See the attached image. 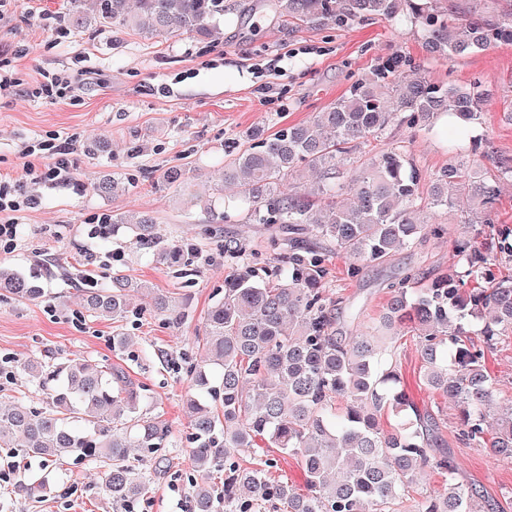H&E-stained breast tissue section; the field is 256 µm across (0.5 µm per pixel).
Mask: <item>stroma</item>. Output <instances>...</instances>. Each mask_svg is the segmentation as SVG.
Segmentation results:
<instances>
[{"instance_id":"35a3bbf8","label":"stroma","mask_w":512,"mask_h":512,"mask_svg":"<svg viewBox=\"0 0 512 512\" xmlns=\"http://www.w3.org/2000/svg\"><path fill=\"white\" fill-rule=\"evenodd\" d=\"M66 3L16 0L0 20L1 69L25 85L45 74L70 82L67 97L54 103L0 95V175L23 166L26 146L50 138L72 144L76 167L70 183L33 187L39 203L22 213L16 248L0 250L1 266L36 275L44 291L37 303L0 300V397L26 404L44 400L22 369L30 359L81 356L119 364L144 388L142 412L167 423L170 445L160 466L145 463L153 478L128 508L111 500L94 464L66 459L47 467L36 457H16L17 471L0 480V512H191L186 401L196 388L182 354L195 347L205 313L228 274L222 251L204 230L219 227L225 239L244 242L264 257L274 251L265 227L244 223L239 207L210 214L189 206L190 194L213 191L242 132H273L305 121L396 50L436 80L461 86L481 82L487 97L477 131L496 154L512 157V95L505 93L512 85V45L436 60L421 33L390 19L345 29L297 28L279 23L261 0H224V37L203 49L185 33L147 38L127 27L74 28L65 16ZM278 53L284 59L278 70H270L268 62ZM389 135L409 145L415 164L429 174L448 164L445 141L459 138L453 126L443 135L395 125ZM184 163L191 167L187 193L154 188L165 169ZM129 173L137 176V185L109 198L96 191L102 176ZM113 211L150 212L164 237L194 244L193 270L179 276L156 265L125 232L94 235L99 218ZM439 221L448 224V234L402 249L360 276H351L344 256L333 257L330 292L337 300L338 335L379 317L389 298L386 285L402 270L412 268L429 279L455 264L453 238L462 227L444 215ZM116 267L138 284L137 302L157 295L181 302L180 323L155 312L136 321H78L84 288L107 287ZM353 311L359 314L354 324ZM119 331L131 338L122 351L112 347ZM399 353L403 381L418 407L440 415L438 443L454 453L460 478L480 490L494 512H512V459L494 460L487 449L461 441L457 406L419 380L415 333L401 338ZM486 363L498 384V404L512 406V335L499 341ZM36 478L46 482L40 496L17 492L19 481Z\"/></svg>"}]
</instances>
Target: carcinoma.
<instances>
[{
	"label": "carcinoma",
	"instance_id": "1",
	"mask_svg": "<svg viewBox=\"0 0 512 512\" xmlns=\"http://www.w3.org/2000/svg\"><path fill=\"white\" fill-rule=\"evenodd\" d=\"M277 19L295 27L344 29L372 18L404 15L439 59L512 44V8L495 0L483 8L456 0H267ZM72 26L118 24L150 37L175 33L211 44L223 35L224 0H70ZM486 95L475 81L457 86L433 79L393 53L347 93L306 121L268 135L247 131L243 148L224 165L223 184L247 206L245 219L264 224L272 240L288 238V253L246 258L240 243L221 242L220 229L205 234L221 244L232 268L224 296L207 310L200 361L189 373L196 396L188 450L201 482L194 512H257L281 504L288 512H485L477 488L456 477L454 455L433 448L438 419L421 412L402 384L398 342L406 326L417 331L424 385L461 408V438L484 442L512 458V407L497 406L485 350L512 334V278H498L488 257L465 233L453 241L460 265L421 281L406 272L387 285V311L366 333L336 335L328 296L334 252L350 261L351 274L388 260L424 236L445 234L439 211L461 224H494L493 204L502 178H512V158L490 157L496 173L449 149L448 167L427 174L407 146L388 142L364 155L361 145L384 138L389 127L432 129L445 115L462 130L480 123ZM190 168L177 165L157 179L160 189L187 184ZM123 228L154 261L187 271L196 248L164 239L148 214L110 213L107 235ZM135 284L121 271L104 289L85 291L82 317L118 322L144 314L130 295ZM0 292L36 302L42 289L0 266ZM482 320V344L467 331ZM29 381L49 390L42 407L0 402V448H22L55 464L84 459L100 468L112 501L126 503L145 490L147 475L130 463L132 451L151 460L168 447V425L139 413L143 395L120 366L86 358L60 363L29 360ZM345 401L339 413L337 400ZM393 415L392 430L380 423ZM298 458L306 492L273 482L265 470L240 467L235 457L259 442ZM428 470L448 479L443 489L410 495ZM224 480L212 481L216 472Z\"/></svg>",
	"mask_w": 512,
	"mask_h": 512
}]
</instances>
